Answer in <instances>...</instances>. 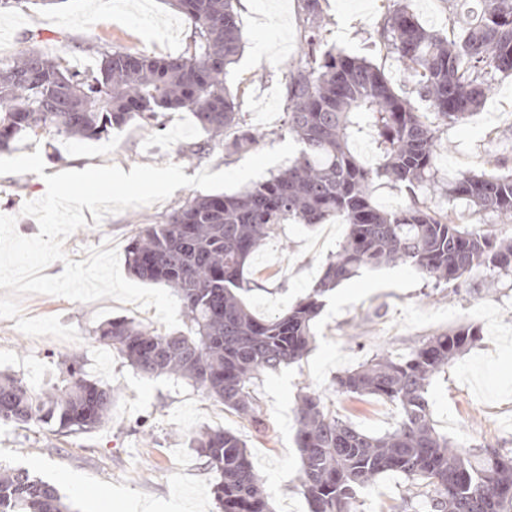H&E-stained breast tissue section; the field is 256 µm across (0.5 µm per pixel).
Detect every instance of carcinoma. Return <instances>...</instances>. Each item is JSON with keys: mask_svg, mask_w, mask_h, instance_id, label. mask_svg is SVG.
I'll use <instances>...</instances> for the list:
<instances>
[{"mask_svg": "<svg viewBox=\"0 0 512 512\" xmlns=\"http://www.w3.org/2000/svg\"><path fill=\"white\" fill-rule=\"evenodd\" d=\"M192 25L191 48L177 56L147 57L104 50L96 73L85 75L33 48L0 62V152L22 135L53 131L75 140L100 138L134 117L188 110L224 149L257 143L240 102L225 86L242 46L233 0H173ZM304 23L301 60L288 68L286 130L300 144L287 168L234 194L197 196L160 224H142L127 249L133 275L172 288L190 330L163 334L116 317L96 340L140 374L174 375L224 407L256 418L251 385L257 375L296 363L313 342L321 297L363 267L403 263L430 281L458 289L472 269L512 275V239L493 226L455 223L432 196L442 190L477 211L512 218V170L469 171L438 186L440 126L400 96L371 62L341 50H321V0H300ZM378 38L416 80L419 98L443 124L476 111L498 74H512V0H480L460 35L449 41L426 28L407 5L392 10ZM373 134L370 161L352 148ZM407 192L393 211L378 208L379 181ZM336 218L348 233L309 295L274 318L255 315L241 293L244 269L276 226L323 224ZM482 340L462 324L428 338L407 356L375 355L336 377L340 396H377L400 407L396 426L369 435L336 416L319 393L307 391L294 409L301 453L300 488L309 512H353L357 493L385 472L419 488L418 506L400 512H512V455L486 446L466 451L433 425L427 387L433 375ZM112 416V386L91 381L70 364L53 384L35 389L0 376V426L46 425L86 431ZM219 475L214 486L222 512H271L263 480L246 443L230 431L192 436ZM0 512H68L58 489L29 474H0Z\"/></svg>", "mask_w": 512, "mask_h": 512, "instance_id": "carcinoma-1", "label": "carcinoma"}]
</instances>
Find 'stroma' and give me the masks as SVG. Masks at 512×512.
<instances>
[{
	"label": "stroma",
	"mask_w": 512,
	"mask_h": 512,
	"mask_svg": "<svg viewBox=\"0 0 512 512\" xmlns=\"http://www.w3.org/2000/svg\"><path fill=\"white\" fill-rule=\"evenodd\" d=\"M397 5V0H325L320 38L324 48L367 58L397 93L412 98L416 92L407 70L374 33L376 23ZM411 7L424 26L451 39L459 35V19L468 10L462 0H411ZM234 8L244 48L227 85L240 101L248 126L260 133L252 147L257 153L288 139L287 74L300 58L302 18L298 0H251L247 6L236 0ZM191 29L170 0H57L52 6L20 0L0 8V57L11 60L36 32L41 53L62 58L71 69L91 71L103 49L158 58L180 54ZM260 44L274 47V56L258 53ZM207 139L187 111L164 113L158 126L133 120L100 140L27 136L12 152L41 153L44 172L0 175V214L15 217L17 232L31 237L38 234V223L22 207L45 195V176L89 166L112 164L127 172L139 164L168 163L192 176L205 169L229 170L245 160V153L231 154L218 144L201 160L185 157L189 144ZM498 159L512 169V77L500 74L477 112L442 127L437 179L445 183ZM199 193L196 187L180 188L164 201L106 215L99 224L70 235L64 252L68 259L83 261L89 250L108 239L118 254H125L139 225L162 220ZM346 233V225L338 222L329 230L321 224L281 225L249 260L245 303L261 316L287 312L315 286ZM323 301L309 353L298 363L254 379L260 418L255 424L186 381L142 377L126 359L96 341L95 329L114 317L161 329L155 308L110 298L76 302L45 294L22 297L25 317H59L61 324L77 330L79 339L65 343L50 336L30 337L14 320L0 318V374L42 386L61 367L79 362L87 379L111 385L112 418L74 434L38 425L2 426L0 468L22 469L55 485L72 512H106L110 502L127 506L129 512H220L213 494L217 475L191 448L190 435L224 429L246 442L273 512H309L299 488L301 460L292 417L301 389L317 391L325 406L353 427L387 433L400 418L399 407L375 396L337 395L336 376L377 354L407 355L421 340L463 323L478 325L482 341L431 378L433 423L461 447L491 443L500 452H512V276L495 279L480 267L454 292L434 286L410 266L382 265L361 269ZM407 488L403 475L381 474L359 492L356 512H394Z\"/></svg>",
	"instance_id": "1"
}]
</instances>
